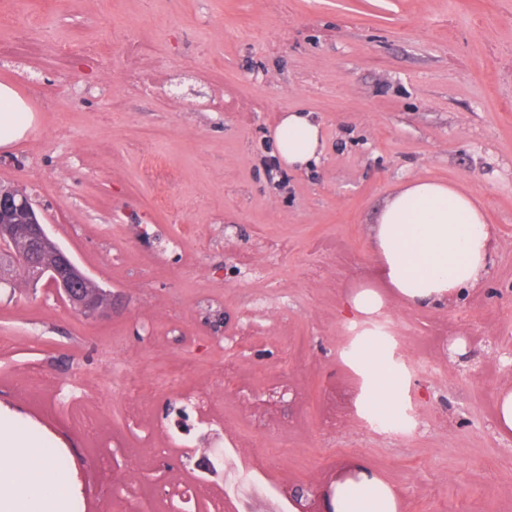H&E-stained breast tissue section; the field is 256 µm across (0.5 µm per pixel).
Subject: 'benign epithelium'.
<instances>
[{"instance_id": "7a95c632", "label": "benign epithelium", "mask_w": 512, "mask_h": 512, "mask_svg": "<svg viewBox=\"0 0 512 512\" xmlns=\"http://www.w3.org/2000/svg\"><path fill=\"white\" fill-rule=\"evenodd\" d=\"M20 267L28 272L30 287L52 288L86 318L112 311V291L101 288L51 236L26 188L0 184V286H13Z\"/></svg>"}]
</instances>
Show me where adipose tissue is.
Masks as SVG:
<instances>
[{
  "label": "adipose tissue",
  "mask_w": 512,
  "mask_h": 512,
  "mask_svg": "<svg viewBox=\"0 0 512 512\" xmlns=\"http://www.w3.org/2000/svg\"><path fill=\"white\" fill-rule=\"evenodd\" d=\"M30 124L28 108L9 85L0 84V145L19 138ZM279 162L297 169L323 147L309 114H285L273 130ZM383 280L412 306L436 307L477 287L493 259L492 231L483 209L468 194L435 181L415 180L391 195L372 227ZM354 357L376 410L393 415L402 399L401 378L380 341ZM75 492L71 475L59 471L41 442L15 426L0 427V512H64ZM334 512H397L389 485L369 471L336 488Z\"/></svg>",
  "instance_id": "1"
}]
</instances>
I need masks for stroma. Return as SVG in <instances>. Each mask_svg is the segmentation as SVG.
Returning a JSON list of instances; mask_svg holds the SVG:
<instances>
[{
	"label": "stroma",
	"mask_w": 512,
	"mask_h": 512,
	"mask_svg": "<svg viewBox=\"0 0 512 512\" xmlns=\"http://www.w3.org/2000/svg\"><path fill=\"white\" fill-rule=\"evenodd\" d=\"M12 12L0 84L32 121L0 148V183L26 186L114 294L93 320L48 288L0 290V336L14 340L0 350V425L66 461L71 512L111 503L98 451L62 402L35 416L14 382L34 364L60 379L100 371L109 350L157 387L144 408L101 372L85 402L141 473L130 501L205 474L246 496L240 512H279L293 488L321 492L360 466L398 512H512V434L494 429L512 391V0H0ZM60 41L108 43L112 58H65ZM294 111L323 133L303 170L283 168L271 138ZM417 179L476 197L495 235L483 283L440 308L400 299L372 252L387 198ZM365 286L385 306L358 320L346 301ZM371 327L392 336L408 384L396 420L362 401L348 359ZM163 354L248 374L223 426L178 414ZM171 422L263 456L261 486H238L237 456L213 470L183 448L158 454L150 432Z\"/></svg>",
	"instance_id": "obj_1"
}]
</instances>
